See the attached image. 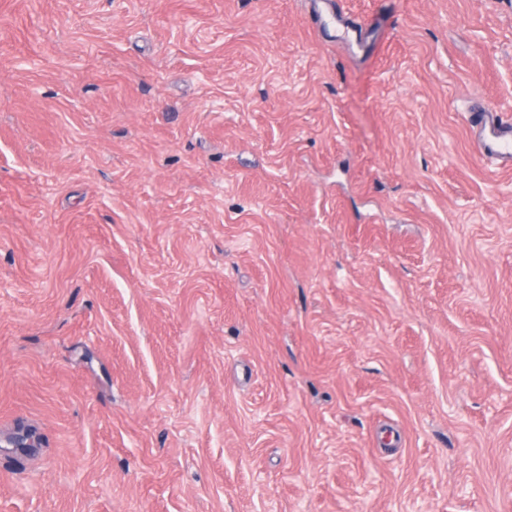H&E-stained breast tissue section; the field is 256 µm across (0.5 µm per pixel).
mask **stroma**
<instances>
[{
  "label": "stroma",
  "mask_w": 512,
  "mask_h": 512,
  "mask_svg": "<svg viewBox=\"0 0 512 512\" xmlns=\"http://www.w3.org/2000/svg\"><path fill=\"white\" fill-rule=\"evenodd\" d=\"M492 110L512 0H0V512H512Z\"/></svg>",
  "instance_id": "stroma-1"
}]
</instances>
